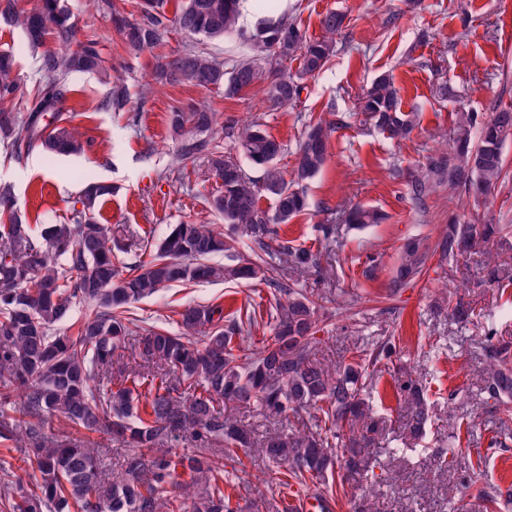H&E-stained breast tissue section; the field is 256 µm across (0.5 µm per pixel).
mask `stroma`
Instances as JSON below:
<instances>
[{
    "label": "stroma",
    "mask_w": 512,
    "mask_h": 512,
    "mask_svg": "<svg viewBox=\"0 0 512 512\" xmlns=\"http://www.w3.org/2000/svg\"><path fill=\"white\" fill-rule=\"evenodd\" d=\"M77 23L75 44L96 41L112 74L128 89L125 108H106L111 85L97 74L71 76L62 112L80 133L85 150L45 159L40 150L15 156L0 135V187L9 186L19 214L32 230L46 224L74 223L82 211L86 181L112 185L100 202L97 219L120 226L133 239L158 244L174 224L195 219L217 223L209 196L217 189L209 157L179 159L167 117L176 108L204 105L220 125L262 118L267 131L284 146L281 166L292 167L303 122L321 116L335 129L328 160L304 188L307 206L282 229L321 253V270L300 276L322 293V312L332 323L321 332L314 360L337 364L357 341L397 336L399 347L389 369L372 384L384 397L376 402L379 428L372 443V473L351 479L345 496L327 501V512H486L478 488L498 487L512 499V420L503 421L482 390L485 337L512 343V234L495 241L496 280H489L482 250L457 260L432 264L415 284L391 292L390 277L401 247L412 237L437 242L455 218L473 224L512 220V141L504 148L505 177L486 200L462 190L437 187L423 205L411 197L410 182L429 157L453 153L457 115H490L512 106V0H281V11L308 37L322 34L330 10L345 13L349 24L336 38V51L320 76L306 80L294 103L269 109L261 87L227 98L191 82L167 83L159 76L166 56L206 45L220 59H238L230 41L201 42L171 29L160 45L130 53L112 16L136 21L142 0H67ZM12 51L21 87L8 106L26 113L38 100L43 76L39 56L20 29L0 21V50ZM393 75L404 111L415 114L409 139L389 140L356 103L380 73ZM371 206L382 223L348 227L354 206ZM336 233L324 238L320 227ZM378 264L365 277L367 255ZM357 294L350 316L336 314ZM463 300L467 322L456 323L439 298ZM270 290L252 282L199 283L160 290L132 305V313L157 326L171 322L189 304H220L225 314L265 310ZM411 372L426 385L431 405L427 435L406 440L402 403L392 386L398 371ZM460 432L463 451L446 466L443 451L452 432ZM234 485L232 503L240 512H267L274 500L288 498L273 478L272 466L254 455L225 475Z\"/></svg>",
    "instance_id": "1"
}]
</instances>
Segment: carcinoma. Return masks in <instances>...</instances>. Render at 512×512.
<instances>
[{
  "label": "carcinoma",
  "instance_id": "carcinoma-1",
  "mask_svg": "<svg viewBox=\"0 0 512 512\" xmlns=\"http://www.w3.org/2000/svg\"><path fill=\"white\" fill-rule=\"evenodd\" d=\"M239 6L240 0H182L176 27L210 40L235 38L245 52L228 68L195 47L169 57L161 65L162 77L215 88L226 98L261 85L273 106L295 101L304 80L329 62L347 15L327 12L323 35L311 39L282 19L261 22L248 33L237 26ZM164 7L165 0H144L141 21L123 22L130 51L164 41ZM0 17L23 30L31 49L42 50L44 79L43 93L25 117L0 108V133L17 149L83 152L60 112L71 92L70 74L106 72L97 43L70 49L76 24L61 0H37L28 11L18 9L16 0H0ZM49 34L54 48L46 46ZM295 60L299 68L292 72L287 63ZM18 90L14 57L0 51V101ZM359 111L395 142L408 139L415 127L388 73L374 79ZM167 122L172 137L185 140L181 156L211 147V167L221 185L209 206L229 232L184 220L149 259L124 263L117 253H129L132 245L119 228L86 215L74 224H47L36 236L15 212L11 192L0 190V214L11 213V223L0 224V440L24 449L32 466L25 482L0 459V512H235L224 493V469L250 456L253 442L243 414L252 408L288 420V431L261 444L266 459L284 471L283 485L312 486L319 497L333 499L345 493L350 478L368 473L377 432L369 384L376 368L392 361L396 338L355 345L348 361L325 367L312 359L317 333L325 328L323 298L313 288L280 283L284 264L319 268L316 253L292 244L279 230L304 211V186L326 163L332 124L309 118L289 172L279 166L283 144L261 119L226 127L236 152L263 168L262 179L254 180L219 142L186 139L190 133H213L215 113L175 109ZM511 137L512 106L496 109L487 120L475 112L458 113L454 153L431 159L428 174L412 180L414 193L421 196L446 183L476 198L487 195L502 176L503 148ZM110 193L108 185L89 183L83 208L93 212ZM263 196L273 200L272 210L260 207ZM381 220L379 211L364 206L345 217L357 228ZM508 228L454 222L434 247L422 237L410 240L393 269L392 290L419 280L436 255L454 261L477 247L491 255L490 244ZM238 281L263 284L273 298L267 320L246 316V323L267 331L252 350L236 341L241 328L224 320L219 305L175 312L173 330L123 317L128 306L174 284ZM80 303L90 313L77 335L53 334ZM131 325L142 331V355L160 363L162 374L125 370L114 377L106 370ZM483 383L502 420H511L512 346L490 336ZM396 385L405 426L420 439L430 421L425 386L409 376L396 378ZM80 430L133 449L117 481H106L100 457L72 436ZM181 437L192 442V452L171 445Z\"/></svg>",
  "mask_w": 512,
  "mask_h": 512
}]
</instances>
